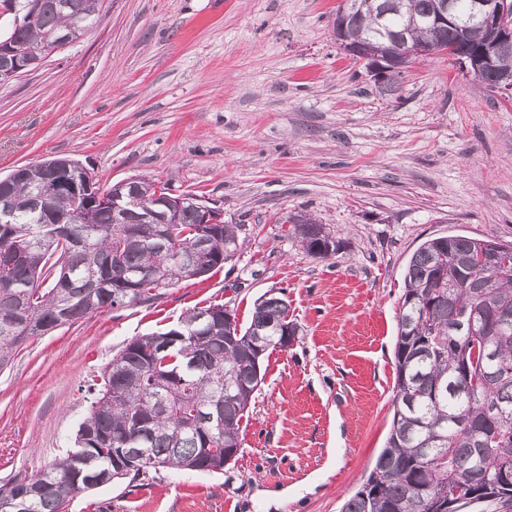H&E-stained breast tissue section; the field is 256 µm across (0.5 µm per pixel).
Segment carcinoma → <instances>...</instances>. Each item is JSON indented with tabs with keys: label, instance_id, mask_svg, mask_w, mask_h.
I'll use <instances>...</instances> for the list:
<instances>
[{
	"label": "carcinoma",
	"instance_id": "1",
	"mask_svg": "<svg viewBox=\"0 0 512 512\" xmlns=\"http://www.w3.org/2000/svg\"><path fill=\"white\" fill-rule=\"evenodd\" d=\"M17 9L10 29L25 51L67 31L78 20L82 33L97 22L103 0H0ZM439 0H358L351 38L378 67L385 37L396 33L435 46L460 45L469 57L483 51L480 28L459 39L452 27L421 23ZM14 203L12 223L0 224V367L29 339L82 323L102 311L149 302L156 291L199 279L241 251V224H201L200 196L186 193L167 242L155 236L158 207L112 209V189L97 187L81 207L68 195H47L35 166L0 178V201ZM293 234L307 253L327 258L340 249L329 228L293 218ZM208 242L199 269L191 256ZM486 244L465 235L438 236L411 255L400 301L394 358L392 422L384 448L342 512H468L479 503L512 504V274L468 278L475 253ZM150 273L161 284L142 297L128 283ZM211 304L181 320L183 336L158 354L162 333L128 340L92 385L89 410L75 437L76 449L32 475L0 486V512H64L87 490L160 468L184 473L224 469L240 451L241 421L264 379V351L288 349L279 320L285 309L259 297L250 323L224 331L209 320ZM484 312L471 330L465 315ZM482 386L474 390L470 380ZM143 454L138 466L116 473L112 449ZM89 481L73 483L75 467Z\"/></svg>",
	"mask_w": 512,
	"mask_h": 512
}]
</instances>
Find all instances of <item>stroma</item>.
<instances>
[{
  "instance_id": "obj_1",
  "label": "stroma",
  "mask_w": 512,
  "mask_h": 512,
  "mask_svg": "<svg viewBox=\"0 0 512 512\" xmlns=\"http://www.w3.org/2000/svg\"><path fill=\"white\" fill-rule=\"evenodd\" d=\"M341 3L105 0L79 42L0 85V175L66 157L104 187L202 195L245 238L204 278L18 349L0 369V483L72 450L125 340L212 303L248 325L274 290L297 335L264 360L237 461L84 491L65 512H341L361 485L390 429L412 253L452 232L512 242V96L444 55L387 91L337 45ZM301 213L335 255L306 253ZM293 234L299 239L302 247L307 253L319 257L327 258L336 254L340 249V242L336 241L329 228L325 224H319L311 218L297 216L293 218ZM329 244L333 246V250L329 253ZM318 245H324L325 251H315Z\"/></svg>"
}]
</instances>
